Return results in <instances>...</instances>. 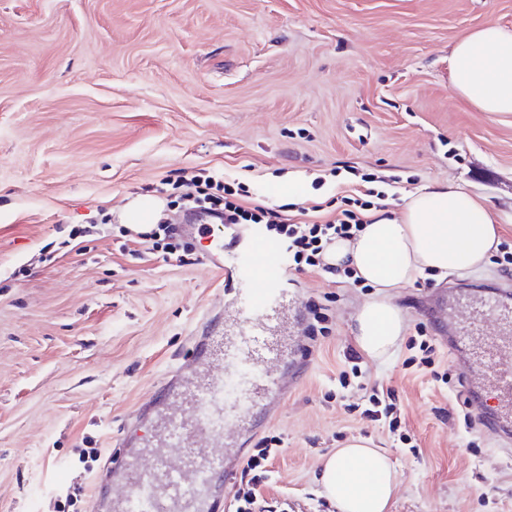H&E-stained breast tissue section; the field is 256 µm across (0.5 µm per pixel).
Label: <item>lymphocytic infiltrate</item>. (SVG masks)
<instances>
[{
    "label": "lymphocytic infiltrate",
    "mask_w": 512,
    "mask_h": 512,
    "mask_svg": "<svg viewBox=\"0 0 512 512\" xmlns=\"http://www.w3.org/2000/svg\"><path fill=\"white\" fill-rule=\"evenodd\" d=\"M175 186L181 191L186 207L206 212L228 224H261L267 233L282 242L288 255V266L302 272L323 265V254L330 244L339 238H349L368 223L372 212L380 210L384 192L366 189L357 196L341 199L334 216L324 221L302 222L285 214L284 210L274 209L261 203L252 206L242 205L235 191L226 188L220 177L202 173L180 172ZM408 348L411 352L405 363L417 366L432 373L436 380L447 381L448 372L440 368L437 347L428 336L425 325H417ZM278 437H266L245 458L241 475L245 482L236 494L235 512H254L258 487L266 476L267 469L280 451Z\"/></svg>",
    "instance_id": "1"
}]
</instances>
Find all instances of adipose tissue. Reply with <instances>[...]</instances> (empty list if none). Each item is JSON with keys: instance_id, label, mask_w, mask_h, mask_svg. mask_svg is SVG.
<instances>
[{"instance_id": "1", "label": "adipose tissue", "mask_w": 512, "mask_h": 512, "mask_svg": "<svg viewBox=\"0 0 512 512\" xmlns=\"http://www.w3.org/2000/svg\"><path fill=\"white\" fill-rule=\"evenodd\" d=\"M448 61L457 96L482 112L512 113L511 29L487 21L454 43ZM499 243L486 203L456 186L435 185L413 193L398 213L374 215L355 236L333 243L324 261L352 270L375 288V297L354 316V336L362 353L376 360L402 340L406 329L390 290L426 271L483 268ZM321 482L338 512H387L397 489L387 456L360 439L326 460Z\"/></svg>"}]
</instances>
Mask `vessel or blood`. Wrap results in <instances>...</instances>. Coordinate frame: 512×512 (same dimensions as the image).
Wrapping results in <instances>:
<instances>
[{"label":"vessel or blood","instance_id":"b4317fda","mask_svg":"<svg viewBox=\"0 0 512 512\" xmlns=\"http://www.w3.org/2000/svg\"><path fill=\"white\" fill-rule=\"evenodd\" d=\"M212 271L237 283L233 314L223 330L199 340L181 387L162 389L138 449L110 454L111 470L126 491L112 498L109 512H221L213 487L251 430L253 408L283 393L281 369L288 360L305 362L278 242L250 226L233 264L216 259ZM435 307L452 326L451 346L467 355L462 380L483 399V430L512 442V292L468 299L448 289L436 296ZM228 374L240 379L239 394L231 398L224 395ZM142 455L153 459L150 470L139 467Z\"/></svg>","mask_w":512,"mask_h":512}]
</instances>
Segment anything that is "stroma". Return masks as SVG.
Masks as SVG:
<instances>
[{
	"mask_svg": "<svg viewBox=\"0 0 512 512\" xmlns=\"http://www.w3.org/2000/svg\"><path fill=\"white\" fill-rule=\"evenodd\" d=\"M512 0H0V512H106L116 442L137 441V409L189 363L201 324L224 325L235 283L206 262L240 245L214 225L189 255L153 248L126 206L143 193L182 216L167 181L206 169L269 207L334 208L360 174L396 176L388 212L417 189L453 184L486 201L512 243V113L481 112L450 87L453 43ZM512 287L491 263L391 291L414 335L424 323L452 373L432 288ZM300 303L328 306L290 388L258 407L246 437L285 446L260 487L266 512H337L324 460L372 441L398 478L388 512H512V452L451 418L452 391L405 373L398 345L360 358L366 382L397 390L403 448L338 375L356 309L375 294L320 269L290 272Z\"/></svg>",
	"mask_w": 512,
	"mask_h": 512,
	"instance_id": "35a3bbf8",
	"label": "stroma"
}]
</instances>
